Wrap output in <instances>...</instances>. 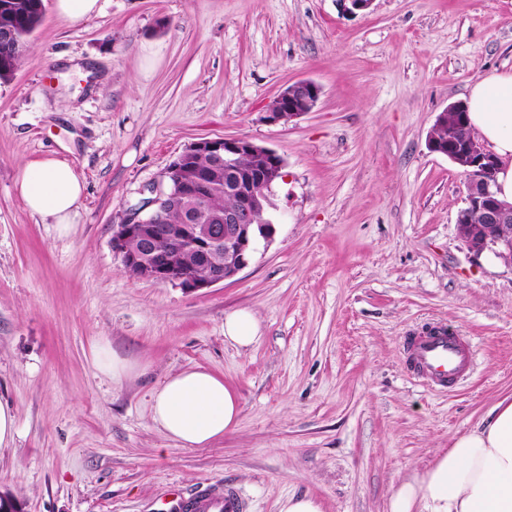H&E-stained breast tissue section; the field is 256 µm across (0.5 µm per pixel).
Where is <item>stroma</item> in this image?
<instances>
[{"label": "stroma", "mask_w": 512, "mask_h": 512, "mask_svg": "<svg viewBox=\"0 0 512 512\" xmlns=\"http://www.w3.org/2000/svg\"><path fill=\"white\" fill-rule=\"evenodd\" d=\"M71 24L54 0L0 80V400L16 415L0 495L22 512H158L170 488L236 487L247 512L311 495L323 512H388L393 486L512 396V267L457 228L465 177L430 152L440 112L512 69V0H101ZM320 98L263 119L287 85ZM275 150L276 232L202 291L127 272L112 227L189 144ZM67 158L85 191L68 235L15 192L29 161ZM247 309L260 338H224ZM440 321L472 337L457 391L409 379L400 346ZM105 345L137 369L98 370ZM204 368L240 397L237 425L182 448L154 390ZM320 94V87L311 80L289 84L274 98L264 119L269 123H279L298 118L314 108ZM259 334V323L249 310L242 309L224 316V338L237 348H250Z\"/></svg>", "instance_id": "35a3bbf8"}]
</instances>
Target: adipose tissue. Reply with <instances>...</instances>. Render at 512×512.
<instances>
[{"label":"adipose tissue","instance_id":"adipose-tissue-1","mask_svg":"<svg viewBox=\"0 0 512 512\" xmlns=\"http://www.w3.org/2000/svg\"><path fill=\"white\" fill-rule=\"evenodd\" d=\"M466 110L472 130L498 159L497 196L512 204V71L491 72L472 85ZM16 188L31 214L69 232L84 183L67 161L49 156L26 163ZM240 413L238 394L203 368L167 376L152 396L154 423L183 448L221 438ZM389 512H512V399L455 437L422 473L394 486Z\"/></svg>","mask_w":512,"mask_h":512}]
</instances>
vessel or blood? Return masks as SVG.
I'll list each match as a JSON object with an SVG mask.
<instances>
[{
	"instance_id": "b4317fda",
	"label": "vessel or blood",
	"mask_w": 512,
	"mask_h": 512,
	"mask_svg": "<svg viewBox=\"0 0 512 512\" xmlns=\"http://www.w3.org/2000/svg\"><path fill=\"white\" fill-rule=\"evenodd\" d=\"M405 365L412 378L423 387L441 391L450 387L470 369L471 342L440 322L429 323L421 332L407 336L403 345ZM242 494L232 488H209L192 495L174 491L164 512H245Z\"/></svg>"
}]
</instances>
